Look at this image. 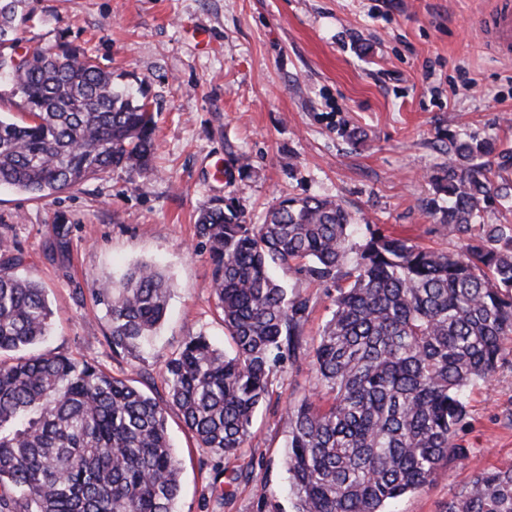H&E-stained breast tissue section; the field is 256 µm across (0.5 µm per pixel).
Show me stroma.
Masks as SVG:
<instances>
[{
	"label": "stroma",
	"mask_w": 512,
	"mask_h": 512,
	"mask_svg": "<svg viewBox=\"0 0 512 512\" xmlns=\"http://www.w3.org/2000/svg\"><path fill=\"white\" fill-rule=\"evenodd\" d=\"M496 0H29L21 47L67 38L111 67L117 86L143 87L157 111V174L114 170L31 199L0 187V239L41 283L55 328L41 353L95 363L155 397L165 361L187 336L224 343L208 287L212 265L196 234L199 206L239 201L251 223L283 196L337 200L375 224L448 250L426 212L430 176L451 140L512 148V58L493 53L483 18ZM363 132L349 140V129ZM69 241L56 246L58 232ZM148 262L172 284L169 317L139 353L114 355L111 321L93 290ZM307 359L285 365L253 435L215 476L177 410L167 427L182 462L178 512H259L286 503L281 413L313 387ZM457 432L471 450L391 512H446L479 474L512 467V339L487 383L468 391Z\"/></svg>",
	"instance_id": "obj_1"
}]
</instances>
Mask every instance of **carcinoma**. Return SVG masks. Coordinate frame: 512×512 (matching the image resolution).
I'll list each match as a JSON object with an SVG mask.
<instances>
[{
    "label": "carcinoma",
    "instance_id": "carcinoma-1",
    "mask_svg": "<svg viewBox=\"0 0 512 512\" xmlns=\"http://www.w3.org/2000/svg\"><path fill=\"white\" fill-rule=\"evenodd\" d=\"M26 0H0V82L23 118L0 114V186L41 199L108 171L154 172L156 112L114 85L97 58L61 40L21 53ZM430 176L437 222L454 250L355 224L339 203L285 197L249 224L232 197L198 212L210 289L229 349L200 333L163 366L155 398L97 365L35 354L51 333L45 289L0 243V512H176L181 462L167 433L176 408L198 447L223 460L252 434L273 376L297 360L309 299L272 274L332 285L331 317L309 348L310 393L288 403L284 464L291 512H388L471 449L457 439L466 391L487 382L512 338V150L471 137ZM170 284L149 264L104 281L116 354L165 320ZM448 512H512V469L478 475Z\"/></svg>",
    "mask_w": 512,
    "mask_h": 512
}]
</instances>
